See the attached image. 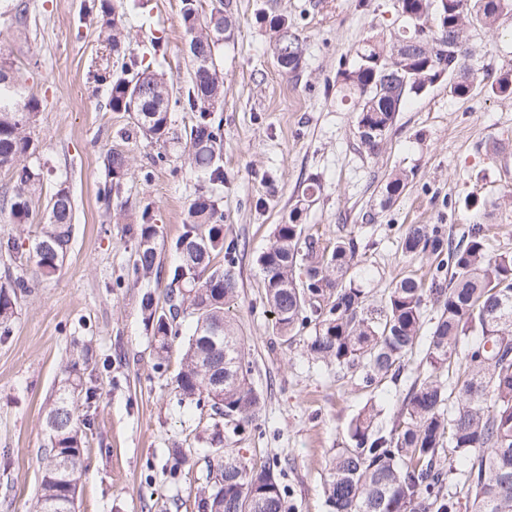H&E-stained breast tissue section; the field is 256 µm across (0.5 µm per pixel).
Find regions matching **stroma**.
<instances>
[{"label": "stroma", "mask_w": 512, "mask_h": 512, "mask_svg": "<svg viewBox=\"0 0 512 512\" xmlns=\"http://www.w3.org/2000/svg\"><path fill=\"white\" fill-rule=\"evenodd\" d=\"M0 0V65L17 71L21 100L36 99L28 130L44 173L34 223L10 224L0 210V239L13 238L17 258L0 253V285L19 270L35 239L45 205L58 187L74 202L71 248L56 274L36 277L19 298L8 333L0 335V512H32L41 479L39 450L47 442L46 406L68 384L70 353L85 346L97 388L89 411L77 512H197L221 430L228 448H243L251 464L278 460L293 512H331L325 494L330 462L349 446L351 421L377 403V421L391 427L418 374L412 354L398 380L377 391L356 372L313 360L306 327L282 341L266 301L258 256L276 225L287 222L309 180L321 186L303 214L306 232L320 245L337 237L358 243L348 272L371 307H382L391 285L406 274L430 279L431 257H406L400 238L411 224H442L452 239L469 225L488 227L490 246L512 254V95L492 94L488 83L512 70V13L492 29L467 27L469 64L486 81L456 98L441 81L409 98L378 154L360 148L353 100H340L339 64L364 38L391 39L404 20L395 0H224L236 20L234 38L218 52L224 100L215 113L224 132V190L219 201L224 238L238 244L232 270L239 293L232 315L250 349L253 387L265 402L241 431L218 424L207 406L180 400L175 376L187 335L158 364L154 341L139 307L152 291L164 298L174 262L162 251L160 268L133 273L131 231L149 210L158 236L171 242L199 181L185 149L194 112L170 114L171 138L159 143L137 133L128 113L109 110L106 77L115 57L100 15H86L91 0H29L25 33H17ZM125 20L127 42L145 62L160 63L172 96L185 93L190 63L181 27V0H143ZM288 20L303 44L293 72L278 66L274 21ZM129 159L120 195L104 203L110 152ZM397 170L410 172L402 196L381 206V190ZM191 461L175 466L172 449Z\"/></svg>", "instance_id": "1"}]
</instances>
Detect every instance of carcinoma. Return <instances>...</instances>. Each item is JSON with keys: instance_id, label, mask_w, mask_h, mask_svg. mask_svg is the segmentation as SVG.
Here are the masks:
<instances>
[{"instance_id": "1", "label": "carcinoma", "mask_w": 512, "mask_h": 512, "mask_svg": "<svg viewBox=\"0 0 512 512\" xmlns=\"http://www.w3.org/2000/svg\"><path fill=\"white\" fill-rule=\"evenodd\" d=\"M181 4L187 46L211 56L207 66L192 64L186 98L171 99L163 76L148 67L133 71L138 62L132 59L112 74L108 106L128 112L134 94L148 89L132 119L139 131L157 141L168 137L175 106L197 113L186 132V148L207 185L190 203L182 233L170 244L177 263L168 271L164 304L146 292L140 307L162 362L180 321L192 318L193 331L175 377L178 395L210 407L238 430L257 417L262 396L248 382L250 352L230 317L237 280L231 269L214 266L216 254L224 250V225L216 205L224 187L223 132L208 111L209 104L224 98L216 51L231 37L233 22L221 4L208 11L202 0ZM396 7L407 23L400 35L388 44L366 38L354 62L340 64L336 74L342 97L357 99L355 134L371 154L379 151L396 112L411 95L444 78L456 97L469 96L481 84L465 65L466 51L459 45L465 23L478 8L482 25L492 28L512 12V0H396ZM100 10L112 30L108 43L113 54L126 55L123 29L112 18L115 7L101 0ZM10 12L16 27L26 26L29 0H13ZM437 14L438 23L429 24ZM275 32L274 52L283 53L286 70L293 71L303 54L302 42L282 22ZM14 84V73L0 67V168H11L16 175L9 214L11 223L22 226L30 223L42 171L27 164L36 147L26 129L36 120L38 103L32 98L13 101ZM491 91L512 95V70L502 72ZM160 94L166 96L161 110L156 102ZM128 165L121 153L107 155L108 181L99 190L106 204L121 193ZM408 179L405 172L393 174L384 187L385 202L396 200ZM318 190V182L311 180L288 223L276 225L270 246L258 258L278 333L288 341L295 330L314 325L315 336L307 345L310 357L361 368L366 387L398 377L417 347L423 369L391 428L375 423L374 404L352 422L350 446L337 451L325 486L333 512H512V254L494 251L481 224L470 225L456 244L441 226L410 224L402 236V252L436 256V273L427 283L410 275L401 278L383 308L375 311L363 290L347 278L356 240L341 238L326 250L305 235L303 200ZM72 219V197L61 187L48 201L41 235L32 245L36 274L50 277L58 270L71 248ZM140 220L133 269L147 275L159 266L157 229L149 210L142 211ZM32 287L23 275L0 286V330L11 322L18 297ZM429 301L436 315L422 341ZM71 373L74 378L45 413L48 443L35 512H75L76 490L86 471L81 442L86 422L77 410L81 399L91 404L96 387L78 362ZM208 468L207 484L196 501L198 512H285L278 462L257 468L240 451L218 448Z\"/></svg>"}]
</instances>
